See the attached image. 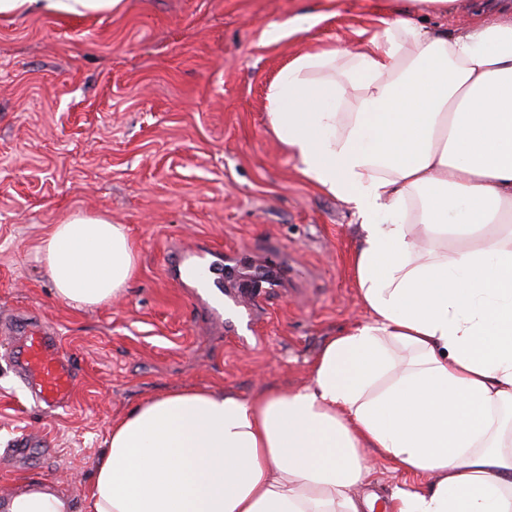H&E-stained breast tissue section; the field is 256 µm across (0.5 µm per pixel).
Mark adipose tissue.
Masks as SVG:
<instances>
[{
  "mask_svg": "<svg viewBox=\"0 0 512 512\" xmlns=\"http://www.w3.org/2000/svg\"><path fill=\"white\" fill-rule=\"evenodd\" d=\"M121 5L0 0V15ZM379 23L294 55L266 90L297 172L353 211L367 320L290 393L183 388L114 419L85 512H365L370 448L436 476L387 512H512V0L452 33L403 10ZM40 255L77 308L117 301L138 265L124 225L82 212ZM10 512L70 507L34 484Z\"/></svg>",
  "mask_w": 512,
  "mask_h": 512,
  "instance_id": "adipose-tissue-1",
  "label": "adipose tissue"
}]
</instances>
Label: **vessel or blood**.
Here are the masks:
<instances>
[{"instance_id": "b4317fda", "label": "vessel or blood", "mask_w": 512, "mask_h": 512, "mask_svg": "<svg viewBox=\"0 0 512 512\" xmlns=\"http://www.w3.org/2000/svg\"><path fill=\"white\" fill-rule=\"evenodd\" d=\"M190 272L196 288L210 294L215 311L229 320L239 316L241 301L257 300L266 290L262 282L241 280L234 269L211 262L194 263ZM10 330L14 336L10 354L21 382L45 409H66L76 386L72 353L40 319L14 316Z\"/></svg>"}]
</instances>
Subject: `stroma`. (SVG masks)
Here are the masks:
<instances>
[{
  "label": "stroma",
  "instance_id": "1",
  "mask_svg": "<svg viewBox=\"0 0 512 512\" xmlns=\"http://www.w3.org/2000/svg\"><path fill=\"white\" fill-rule=\"evenodd\" d=\"M397 0H123L87 15L0 17V318L54 324L76 356L73 404L32 401L0 335V496L50 483L84 505L113 418L184 386L244 397L307 385L333 337L364 321L348 203L301 178L266 126V88L296 54L358 41ZM322 15L267 42V25ZM124 225L138 270L114 304L58 299L38 248L69 214ZM210 250L275 283L241 345L171 261ZM279 263L267 267L263 259ZM29 446L13 452L17 438ZM356 493L388 502L430 479L368 450Z\"/></svg>",
  "mask_w": 512,
  "mask_h": 512
}]
</instances>
